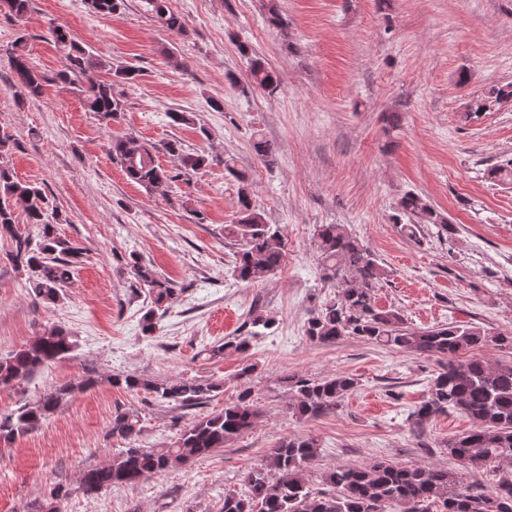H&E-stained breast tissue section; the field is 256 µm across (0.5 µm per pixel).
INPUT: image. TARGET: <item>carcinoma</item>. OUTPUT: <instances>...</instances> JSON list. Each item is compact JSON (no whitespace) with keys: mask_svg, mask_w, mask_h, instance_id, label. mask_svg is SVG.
I'll use <instances>...</instances> for the list:
<instances>
[{"mask_svg":"<svg viewBox=\"0 0 512 512\" xmlns=\"http://www.w3.org/2000/svg\"><path fill=\"white\" fill-rule=\"evenodd\" d=\"M159 27L176 34L184 33L180 17L171 12L166 0H144ZM32 0H0V13L22 18L30 11ZM88 8L101 16H110L124 6V0H86ZM55 47L61 53L63 68L55 79L68 84L79 95L85 111L105 124L120 119L123 103L114 88L137 79V70L94 55L76 43L61 26L51 29ZM16 94L38 98L47 78L29 61L25 37H18L10 53ZM109 78H100L101 74ZM249 73L256 87L274 91L276 73L257 59L250 60ZM512 100V83L494 84L472 97L465 120L478 119L493 107ZM15 147L12 135L0 132V237L12 241L9 253L14 267L27 275L30 295L40 304L55 305L65 299L84 248L62 238L57 225L62 214L49 206L42 188L19 180L8 155ZM107 154L120 166L126 179L147 192L170 196L177 182L189 181V175L211 164L204 153H191L176 138L161 144L141 143L134 138L114 136L106 144ZM159 152L169 155L174 168L156 162ZM487 179L512 184V159L486 168ZM239 216L224 227L226 236L241 242L235 252L233 273L237 280L251 285L275 275L286 256L281 228L267 223L263 211L252 205L245 176H237ZM23 208L26 221L38 227L33 237L16 224L15 211ZM406 235L417 241L423 225H432L437 233H448L449 221L424 198L407 193L397 203L393 216ZM314 238L321 279L337 290L336 297L311 311L306 336L319 344H333L355 336L372 343L399 348L424 357L437 358L439 370L432 379L428 396L408 414L414 429L432 418L456 410L472 423L462 436L448 439V455L473 469L512 458V363L492 364L467 356L489 344L512 349V333H491L472 323L452 322L426 329L412 328L394 307H382L376 292L386 271L375 254L340 224H320ZM127 273L150 296L149 309L143 315L141 332L155 330L157 312L176 293L174 283L153 264L131 255ZM249 345L243 336L233 337L210 350L221 357L227 351L243 352ZM76 342L61 327L38 333L19 349L0 356V387H14L30 380L41 368L66 358ZM289 410L306 419H318L336 412L340 402L356 386L353 377L336 374L321 379L288 376ZM130 393L145 391L161 403L195 406L223 391L224 382L195 379H145L136 374L106 377L88 372L77 380L45 389L34 402L19 405L0 414V443L9 444L39 430L75 392L103 384ZM261 410L251 395L243 391L224 409L191 422L180 430L167 448L140 444L142 419L139 413L121 407L112 412L109 435L123 441L112 459L86 469L79 490L94 496L104 489L128 488L140 481L159 476L177 462H187L224 447L251 430ZM319 455L313 438H294L271 448L260 463L244 476L249 495L241 498L224 495L221 512H512V472H505L496 487L479 491L466 485L446 468L422 469L387 461L363 466H338L327 472L330 490L313 489L305 476ZM70 495L68 486L56 483L43 500L31 505L30 512H63L61 505Z\"/></svg>","mask_w":512,"mask_h":512,"instance_id":"1","label":"carcinoma"}]
</instances>
